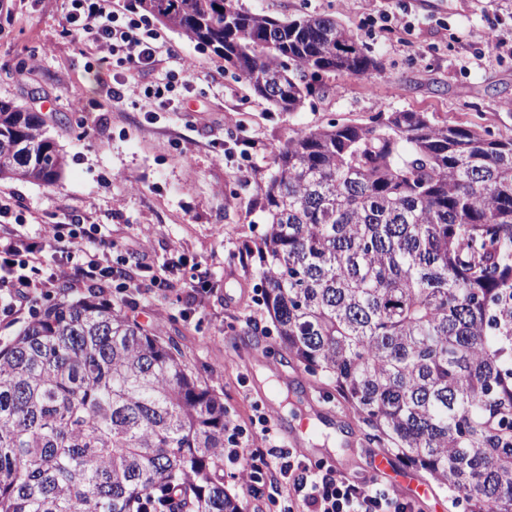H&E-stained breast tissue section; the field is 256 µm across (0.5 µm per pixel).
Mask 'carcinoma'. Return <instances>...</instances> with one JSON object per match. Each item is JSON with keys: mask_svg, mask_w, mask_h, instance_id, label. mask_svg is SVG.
Wrapping results in <instances>:
<instances>
[{"mask_svg": "<svg viewBox=\"0 0 512 512\" xmlns=\"http://www.w3.org/2000/svg\"><path fill=\"white\" fill-rule=\"evenodd\" d=\"M230 2L135 0L285 112L322 72L379 70L331 18ZM66 166L41 115L0 98V180L53 185ZM262 212L288 356L467 512H512V135L412 111L299 129ZM226 421L176 341L64 287L0 342V512H244Z\"/></svg>", "mask_w": 512, "mask_h": 512, "instance_id": "1", "label": "carcinoma"}]
</instances>
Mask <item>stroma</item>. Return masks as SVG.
I'll return each mask as SVG.
<instances>
[{
    "label": "stroma",
    "mask_w": 512,
    "mask_h": 512,
    "mask_svg": "<svg viewBox=\"0 0 512 512\" xmlns=\"http://www.w3.org/2000/svg\"><path fill=\"white\" fill-rule=\"evenodd\" d=\"M238 8L287 20L324 16L352 30L380 64L367 78L324 74L319 95L296 112L271 108L225 67L222 59L177 32L161 28L175 58L137 77L124 103L78 112L77 98H101L96 61L63 32L64 0H0V97L43 115L68 166L53 186L0 180L11 224L73 212L112 235V256L132 258L148 244L136 277L171 253L189 264L182 279L151 289L131 320L162 324L190 367L224 395L239 422L266 412L252 382L260 364H274L291 388L306 373L281 347L265 305L256 264L242 266L243 245H259L265 231L263 194L276 153L301 128L367 123L382 112H425L438 122L481 125L512 134V48L489 50L498 30L512 41V0H236ZM39 66L16 76L19 61ZM192 66L200 77L177 88L169 108L153 110L145 90L162 70ZM252 143L248 160L225 158L238 141ZM206 274L211 289L195 313L184 314L186 280ZM257 316L261 331L246 324ZM316 402L334 411L337 438L312 441L336 451L335 469L350 478L371 474L384 449L332 389L316 383L312 400L294 399L287 423Z\"/></svg>",
    "instance_id": "obj_1"
}]
</instances>
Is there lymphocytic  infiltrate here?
Returning a JSON list of instances; mask_svg holds the SVG:
<instances>
[{
  "label": "lymphocytic infiltrate",
  "instance_id": "obj_1",
  "mask_svg": "<svg viewBox=\"0 0 512 512\" xmlns=\"http://www.w3.org/2000/svg\"><path fill=\"white\" fill-rule=\"evenodd\" d=\"M64 32L100 63L119 55L128 76L106 88V100L123 103L129 77L156 70L163 45L159 33L140 18L113 11L111 0H67ZM64 255V263L49 264ZM112 243L87 234L84 219L67 214L33 233L0 230V315L36 305L58 282L90 283L118 278ZM224 459L251 503L252 512H420L378 475L353 479L323 463H309L287 449L267 416L247 423L227 420Z\"/></svg>",
  "mask_w": 512,
  "mask_h": 512
}]
</instances>
